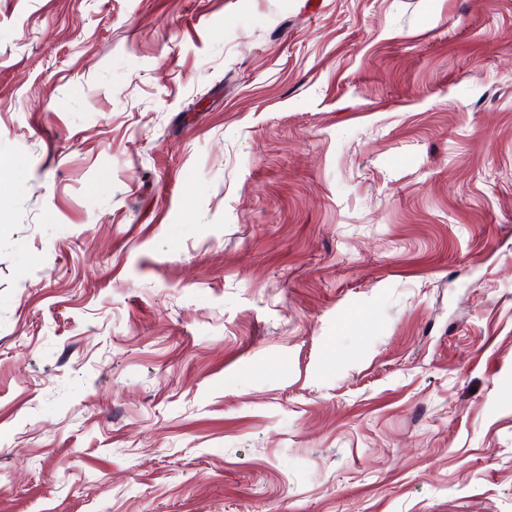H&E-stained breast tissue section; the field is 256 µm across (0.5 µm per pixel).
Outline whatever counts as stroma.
I'll use <instances>...</instances> for the list:
<instances>
[{
  "label": "stroma",
  "instance_id": "obj_1",
  "mask_svg": "<svg viewBox=\"0 0 512 512\" xmlns=\"http://www.w3.org/2000/svg\"><path fill=\"white\" fill-rule=\"evenodd\" d=\"M0 512H512V0H0Z\"/></svg>",
  "mask_w": 512,
  "mask_h": 512
}]
</instances>
